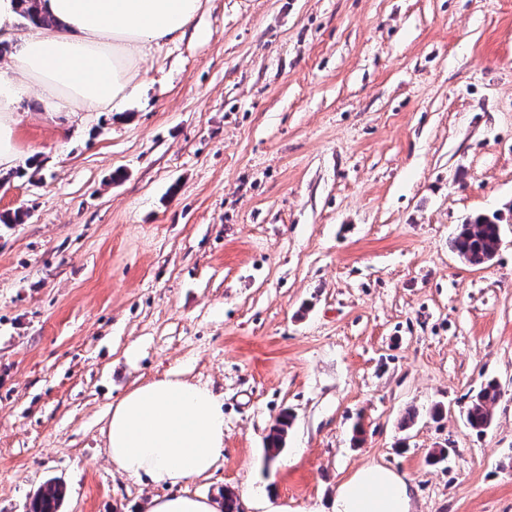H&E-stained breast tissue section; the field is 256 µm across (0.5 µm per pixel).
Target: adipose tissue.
<instances>
[{"instance_id":"adipose-tissue-1","label":"adipose tissue","mask_w":512,"mask_h":512,"mask_svg":"<svg viewBox=\"0 0 512 512\" xmlns=\"http://www.w3.org/2000/svg\"><path fill=\"white\" fill-rule=\"evenodd\" d=\"M201 7L202 0H37L50 23L21 33L16 0H0V40L16 46L0 73V168L19 157L18 112L31 86L40 87L47 114L116 103L134 89L146 47L184 34ZM107 451L117 472L163 488L149 512H215L187 484L224 455V401L174 373L135 387L112 406ZM411 501L403 476L370 464L339 483L330 509L410 512Z\"/></svg>"}]
</instances>
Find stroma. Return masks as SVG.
<instances>
[{"instance_id":"obj_1","label":"stroma","mask_w":512,"mask_h":512,"mask_svg":"<svg viewBox=\"0 0 512 512\" xmlns=\"http://www.w3.org/2000/svg\"><path fill=\"white\" fill-rule=\"evenodd\" d=\"M39 95L0 190L28 213L0 221V512L52 480L58 512H147L102 429L172 372L224 399L188 485L216 506L309 512L375 463L412 512H512V0H203L116 108ZM480 214L502 241L471 266L449 241ZM499 385L495 380H487L480 389L471 396L466 408V422L470 429L477 432L485 431L492 420L491 405L497 400ZM292 416L288 412H284L276 420L277 425L273 428L272 433H269L267 441V459L272 460L278 456L282 450V445L291 425Z\"/></svg>"}]
</instances>
